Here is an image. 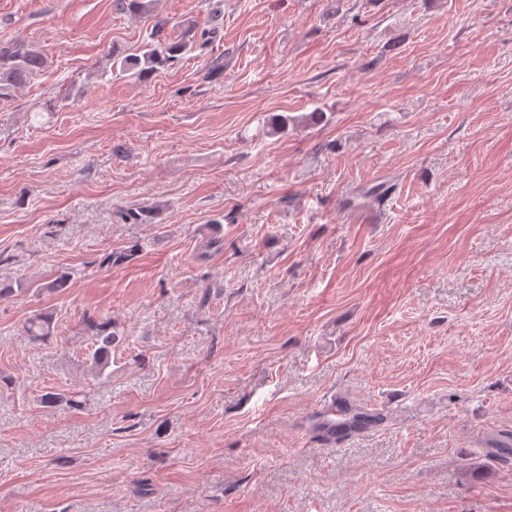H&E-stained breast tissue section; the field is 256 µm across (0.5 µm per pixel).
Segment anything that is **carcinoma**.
Here are the masks:
<instances>
[{
	"instance_id": "1",
	"label": "carcinoma",
	"mask_w": 512,
	"mask_h": 512,
	"mask_svg": "<svg viewBox=\"0 0 512 512\" xmlns=\"http://www.w3.org/2000/svg\"><path fill=\"white\" fill-rule=\"evenodd\" d=\"M154 0H118L117 7L133 13L153 15V25L148 37L137 54L112 53V67L122 72L134 70L137 77L146 76L194 49L197 39L208 43L206 32H197L195 25L185 26L176 40L168 38L169 20L153 13ZM45 65L42 54L17 40L0 39V109L11 102L16 91L40 74ZM53 314L39 312L27 323L26 332L34 342L50 335ZM84 326L91 333V351L87 358L90 373L99 380L112 378V349L122 342L113 330L112 318L103 315L84 316Z\"/></svg>"
}]
</instances>
